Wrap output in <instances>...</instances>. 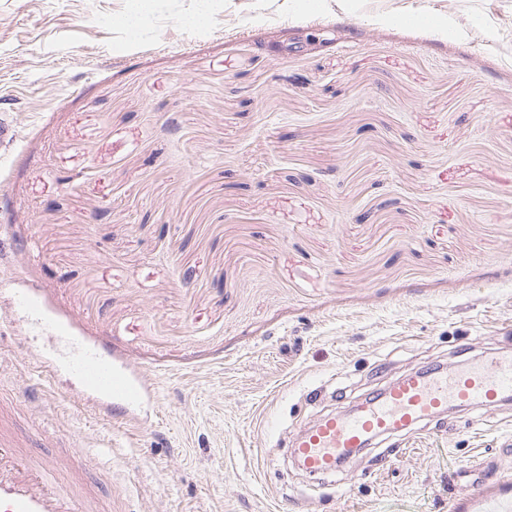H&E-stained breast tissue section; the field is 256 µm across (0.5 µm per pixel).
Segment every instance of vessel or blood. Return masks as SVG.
<instances>
[{
    "label": "vessel or blood",
    "instance_id": "vessel-or-blood-1",
    "mask_svg": "<svg viewBox=\"0 0 512 512\" xmlns=\"http://www.w3.org/2000/svg\"><path fill=\"white\" fill-rule=\"evenodd\" d=\"M59 337L66 348L63 361L78 377L86 406L121 426L137 421L150 388L115 369L101 349L65 331ZM510 399L512 355L494 353L449 372L422 369L347 413L320 417L292 441L291 455L308 475L332 478L344 461L376 440H404L452 407L492 408ZM16 417V404L0 400V512H99L96 500L83 494L80 476L60 480L54 461L29 456L15 432Z\"/></svg>",
    "mask_w": 512,
    "mask_h": 512
}]
</instances>
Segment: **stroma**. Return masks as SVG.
Here are the masks:
<instances>
[{"label": "stroma", "mask_w": 512, "mask_h": 512, "mask_svg": "<svg viewBox=\"0 0 512 512\" xmlns=\"http://www.w3.org/2000/svg\"><path fill=\"white\" fill-rule=\"evenodd\" d=\"M0 0V307L107 346L145 423L85 409L0 318L21 422L101 512H484L512 400L316 488L295 432L423 365L512 353V0ZM319 388L317 401L306 392Z\"/></svg>", "instance_id": "35a3bbf8"}]
</instances>
